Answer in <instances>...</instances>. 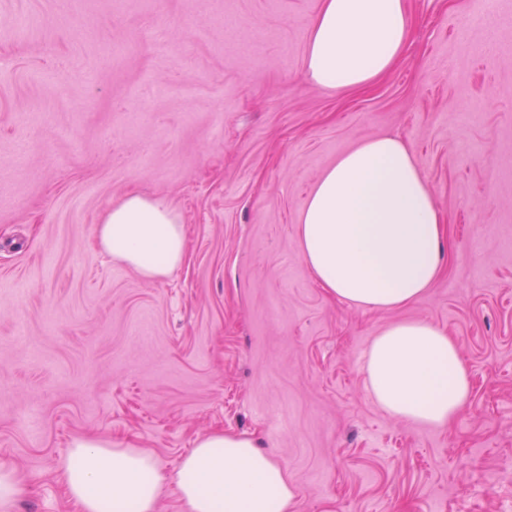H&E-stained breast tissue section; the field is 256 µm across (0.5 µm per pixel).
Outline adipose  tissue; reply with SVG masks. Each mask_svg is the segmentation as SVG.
I'll use <instances>...</instances> for the list:
<instances>
[{
    "instance_id": "obj_1",
    "label": "adipose tissue",
    "mask_w": 512,
    "mask_h": 512,
    "mask_svg": "<svg viewBox=\"0 0 512 512\" xmlns=\"http://www.w3.org/2000/svg\"><path fill=\"white\" fill-rule=\"evenodd\" d=\"M408 0H320L305 56L308 81L345 92L372 86L403 56ZM442 216L408 143L361 140L319 177L300 214L302 258L316 282L357 307L416 301L440 272ZM99 251L154 281L187 257L179 212L130 193L95 226ZM376 402L392 416L447 425L470 397L457 343L426 321H403L373 340L364 362ZM78 512H158L174 488L188 512H290L298 491L284 466L244 435L200 436L173 475L152 449L78 435L60 463Z\"/></svg>"
}]
</instances>
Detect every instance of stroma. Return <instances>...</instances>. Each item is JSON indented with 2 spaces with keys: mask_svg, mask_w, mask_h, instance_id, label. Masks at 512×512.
<instances>
[{
  "mask_svg": "<svg viewBox=\"0 0 512 512\" xmlns=\"http://www.w3.org/2000/svg\"><path fill=\"white\" fill-rule=\"evenodd\" d=\"M410 0L406 53L373 87L303 77L320 0H0V460L14 512H76L79 434L172 472L206 432L257 440L292 512H512V0ZM121 53H113L114 44ZM412 146L445 219L415 302L358 308L300 256L322 171L363 138ZM167 200L185 263L156 281L98 251L129 191ZM427 321L472 380L444 427L366 389L373 338ZM24 487V477L10 465L0 463V510L9 512Z\"/></svg>",
  "mask_w": 512,
  "mask_h": 512,
  "instance_id": "35a3bbf8",
  "label": "stroma"
}]
</instances>
